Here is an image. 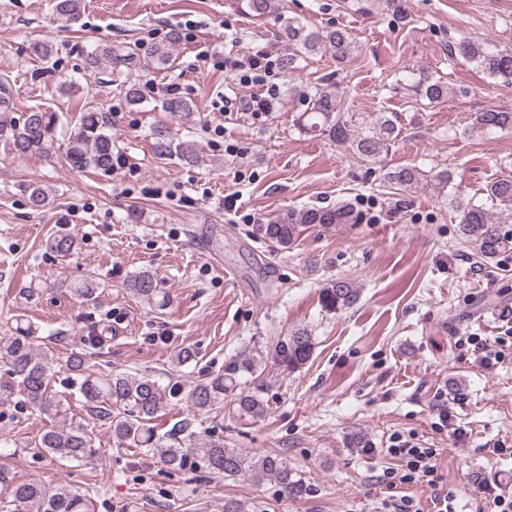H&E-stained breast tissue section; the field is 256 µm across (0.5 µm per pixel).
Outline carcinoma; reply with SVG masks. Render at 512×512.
I'll return each mask as SVG.
<instances>
[{
  "mask_svg": "<svg viewBox=\"0 0 512 512\" xmlns=\"http://www.w3.org/2000/svg\"><path fill=\"white\" fill-rule=\"evenodd\" d=\"M236 7L247 16L261 18L275 10L273 0H237ZM53 13L66 23L81 21L84 0H51ZM281 38L288 41L292 53L281 61L282 68H294L300 53L312 54L319 49L328 50L338 62L351 53V42L342 30L318 31L295 18H286ZM177 37L163 44L153 45L141 55L132 48L99 47L90 53L91 69H117L137 67L148 74L153 70L168 69L174 63L173 48ZM450 54H457L474 63L491 79L512 84V50L464 38L450 46ZM406 90L419 99L436 103L448 94L447 85L427 75L406 79ZM10 86L0 84V146L12 158L38 156L51 158L64 151L65 159L73 168L93 167L104 172L121 157L112 137V123L105 113L87 110L80 113L67 143L59 144L60 115L40 106L26 112H11ZM305 109L297 118L299 127L308 133L327 135L337 143L352 141L356 153L366 159H377L399 133L395 113H381L365 127V131L350 139L351 130L344 120L342 96L322 90L306 91L303 95ZM161 108L182 119H189L194 112L192 101L180 96H168ZM512 127V112L486 110L477 112L464 128V133H489L496 129ZM154 151L159 156L177 152L181 159L192 162L196 155L189 146L173 145L170 131L156 126L151 132ZM387 183L405 190L421 180L437 190L447 187L451 173L446 170L430 174L412 167L402 166L387 173ZM488 198L496 203L491 212L481 204H468L461 208L460 224L463 234L475 245L477 252L486 259L496 257L509 242L500 225L512 222V176L492 182L486 189ZM358 214L347 204L334 208H305L291 210L278 219L260 227L267 238L282 248L291 247L308 228L315 224H355ZM76 239L69 233H60L47 241V248L58 256L73 255ZM129 292L154 307L162 309L170 303L169 293L158 288L155 275L143 270L133 274L127 283ZM98 283L86 278L70 286V292L82 304H95ZM41 290L29 286L18 292L15 302L19 309L37 303ZM359 289L348 280H337L322 290L321 301L325 309L339 310L354 305ZM315 342L306 329H298L279 342L274 348L276 360L291 371L305 365L313 356ZM51 349L45 346L36 327L24 323L17 316L15 333L0 337V368L13 380L8 385V395L18 397L20 407L30 406L51 419L61 412L67 394L52 390L53 375L49 366ZM67 386L77 390L84 399L87 415L95 423L107 426L116 441L127 447L141 448L158 456L160 463L172 471H189L203 474L237 477L249 475L255 482L270 481L293 494L306 491L301 479L288 467V461L278 453L268 452L248 457L234 448L224 447V440L197 439L186 434L188 423L179 422L169 433V443L161 444L152 421L162 403L163 391L152 379L137 372L95 374L88 371L85 354L73 351L64 362ZM235 373L219 372L195 382L185 390L175 382L168 393L185 399L189 407L202 415H209L224 408V395L235 390ZM237 401L244 412L261 416L265 404L256 392L239 393ZM33 447L39 456L53 461L72 463L78 467L92 461L98 454L94 448L92 430L86 423L53 424L37 438ZM10 489L8 512H91L92 501L88 494L80 493L67 485L49 486L42 482L18 481L5 466H0V486Z\"/></svg>",
  "mask_w": 512,
  "mask_h": 512,
  "instance_id": "1",
  "label": "carcinoma"
}]
</instances>
